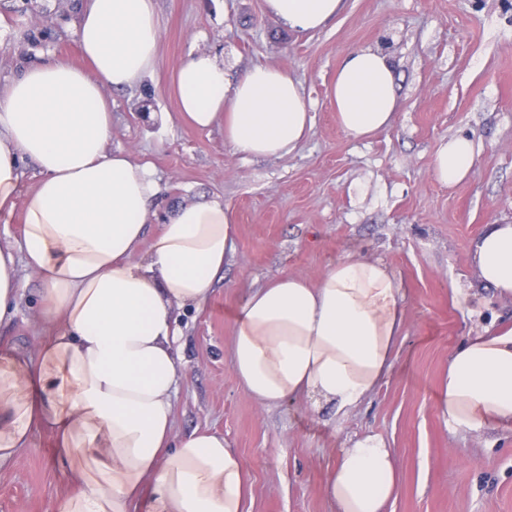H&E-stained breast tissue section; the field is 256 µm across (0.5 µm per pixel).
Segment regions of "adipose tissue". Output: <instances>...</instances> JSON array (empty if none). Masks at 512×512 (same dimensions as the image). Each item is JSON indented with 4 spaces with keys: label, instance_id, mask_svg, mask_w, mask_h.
Returning <instances> with one entry per match:
<instances>
[{
    "label": "adipose tissue",
    "instance_id": "ef3b65f1",
    "mask_svg": "<svg viewBox=\"0 0 512 512\" xmlns=\"http://www.w3.org/2000/svg\"><path fill=\"white\" fill-rule=\"evenodd\" d=\"M342 4L265 0L297 33L325 27ZM78 11L89 69L35 57L0 80V219L23 207L20 252L0 247V323L16 313L21 267L41 283L43 335L33 354L0 343V466L46 432L66 487L48 512H246L245 465L223 434L171 441L182 381L173 308L210 299L234 253L235 215L217 199L183 202L148 236L160 187L151 166L108 150V92L159 70L156 0H80ZM173 84L179 118L201 131L223 126L239 155H289L310 129L301 84L278 65L251 66L230 82L222 59L195 52L178 63ZM329 97L347 133L386 130L397 108L391 58L351 49ZM25 159L38 172L27 192ZM475 162L472 140L454 137L435 174L452 184ZM146 238L150 248L137 257ZM474 259L484 287L512 297V224L479 234ZM403 298L389 268L360 252L314 285L280 277L251 287L232 337L239 385L265 407L315 396L350 410L391 371ZM440 407L459 432L512 429V325L451 351ZM396 491L391 451L374 435L343 449L325 487L335 512H385Z\"/></svg>",
    "mask_w": 512,
    "mask_h": 512
}]
</instances>
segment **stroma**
Returning a JSON list of instances; mask_svg holds the SVG:
<instances>
[{
  "mask_svg": "<svg viewBox=\"0 0 512 512\" xmlns=\"http://www.w3.org/2000/svg\"><path fill=\"white\" fill-rule=\"evenodd\" d=\"M73 0H0V77L24 56L82 64ZM162 66L132 90L112 92L111 151L154 165L160 193L148 214L157 233L174 205L224 201L236 250L200 309L175 307L183 331L174 438L223 433L247 467L249 512H331L325 485L342 449L366 435L390 448L399 486L387 512H512V431L455 432L438 406L448 355L492 324H512V299L480 287L473 242L512 223V0H344L322 30L299 35L265 0H157ZM386 52L396 65L391 126L357 138L328 97L345 53ZM222 57L229 78L275 63L300 80L307 139L282 158H247L223 127L176 118L170 76L189 52ZM474 142L476 164L455 184L435 176L448 138ZM381 260L404 293L405 328L386 380L356 408L335 413L299 398L263 407L239 386L232 313L249 287L283 276L316 284L350 250ZM23 297L0 339L26 351L41 284ZM62 492L50 439L0 469V512H46Z\"/></svg>",
  "mask_w": 512,
  "mask_h": 512,
  "instance_id": "1",
  "label": "stroma"
}]
</instances>
